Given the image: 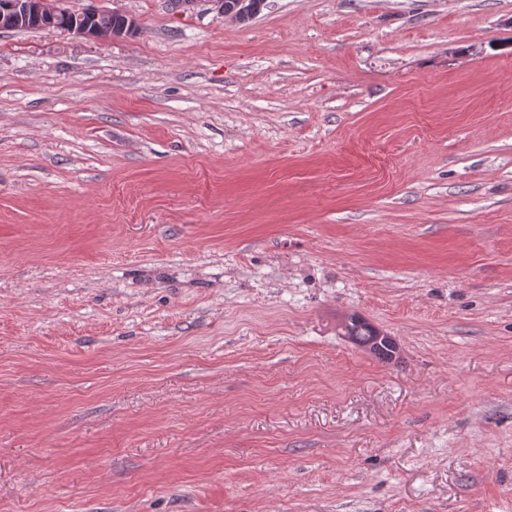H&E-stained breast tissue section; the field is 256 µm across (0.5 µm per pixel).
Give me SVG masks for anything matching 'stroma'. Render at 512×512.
Segmentation results:
<instances>
[{
	"label": "stroma",
	"instance_id": "35a3bbf8",
	"mask_svg": "<svg viewBox=\"0 0 512 512\" xmlns=\"http://www.w3.org/2000/svg\"><path fill=\"white\" fill-rule=\"evenodd\" d=\"M91 3L0 32V512H512V0ZM63 0H5L0 5V31L26 30L29 28H58L63 32L82 37L112 40L133 35L137 29V21L130 15L119 12V25L112 30L104 31L93 24V17L100 11L96 7L74 14L65 13ZM65 13V14H64ZM60 15H65L66 22L62 27L56 24ZM225 1L228 2L229 9H234L231 13V18H235L240 22H244V21L249 20V19L253 18L254 16H256L253 14H255V13H257V11H259L264 0H260L259 1L260 3L256 6V8H254L253 5H250L248 8V9H252L250 11L241 10L242 6L245 8L248 6L249 0H240L238 3L239 8H236V6L234 4V2H236L235 0H224V1L223 0H210V2L213 3V5L217 11L218 17H220V18L228 17V15L224 14V2ZM343 335L350 339L354 344L362 347L376 340L377 336L379 343L373 345L371 352L382 359H391L395 353V349L391 346L392 340L388 336H381L380 333L369 325L367 322L351 317L344 325Z\"/></svg>",
	"mask_w": 512,
	"mask_h": 512
}]
</instances>
